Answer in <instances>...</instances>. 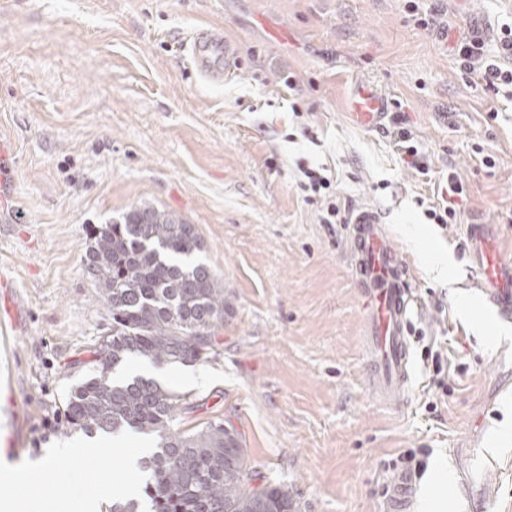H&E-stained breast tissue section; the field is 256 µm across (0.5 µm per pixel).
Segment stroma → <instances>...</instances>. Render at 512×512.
<instances>
[{"label": "stroma", "instance_id": "35a3bbf8", "mask_svg": "<svg viewBox=\"0 0 512 512\" xmlns=\"http://www.w3.org/2000/svg\"><path fill=\"white\" fill-rule=\"evenodd\" d=\"M417 2L447 29L419 26L408 0H0V137L15 151L0 278L16 306L0 334V383L16 402L0 429L21 446L9 461L27 467L72 438L64 400L111 323L84 272L86 229L146 204L195 226L224 290L216 359L146 371L193 404L191 423L223 418L300 512H384L406 451L457 474L481 447L495 460L488 512H512V320L484 304L464 230L481 221L512 238V103L490 115L454 55L465 36L493 42L512 0ZM202 26L236 48L224 82L180 49ZM361 84L401 102L428 175L387 130L357 122ZM301 161L331 170L340 208L378 210L411 263L404 409L370 390L348 228L304 202ZM452 171L468 186L458 221L429 223L420 202ZM437 252L451 255L452 280L433 272ZM433 344L448 352L446 396L429 378ZM123 451L102 448L79 469L58 460L54 482L75 496L121 483Z\"/></svg>", "mask_w": 512, "mask_h": 512}]
</instances>
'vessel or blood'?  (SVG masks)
Listing matches in <instances>:
<instances>
[{"mask_svg": "<svg viewBox=\"0 0 512 512\" xmlns=\"http://www.w3.org/2000/svg\"><path fill=\"white\" fill-rule=\"evenodd\" d=\"M184 50L196 72L207 80L223 81L233 70L236 50L220 30L197 28ZM353 98L361 125L383 126L387 114L382 94L360 85ZM10 157L9 145L0 139V211L7 210L12 198L11 183L3 178ZM467 239L485 302L500 316L511 317L512 251L496 248L485 224L468 225ZM348 250L363 310L370 389L380 402L396 409L408 399L410 345L406 313L414 300L410 268L380 214L371 208L361 207L353 212ZM411 497L410 481L399 480L385 504L386 512H408Z\"/></svg>", "mask_w": 512, "mask_h": 512, "instance_id": "b4317fda", "label": "vessel or blood"}]
</instances>
